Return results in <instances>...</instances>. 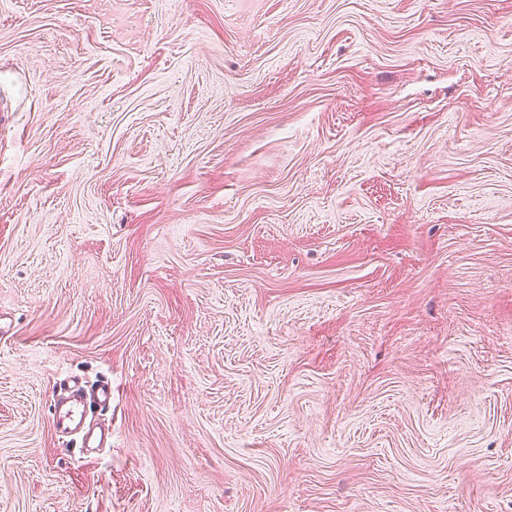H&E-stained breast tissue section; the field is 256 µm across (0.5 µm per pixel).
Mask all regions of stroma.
Wrapping results in <instances>:
<instances>
[{
    "mask_svg": "<svg viewBox=\"0 0 512 512\" xmlns=\"http://www.w3.org/2000/svg\"><path fill=\"white\" fill-rule=\"evenodd\" d=\"M0 512H512V0H0ZM61 391L69 392V396L54 399L50 404L52 423L56 429L75 431L83 427L88 413L97 409L100 413L112 404V383L103 380L91 388L89 399L81 393H74L71 387H60Z\"/></svg>",
    "mask_w": 512,
    "mask_h": 512,
    "instance_id": "1",
    "label": "stroma"
}]
</instances>
